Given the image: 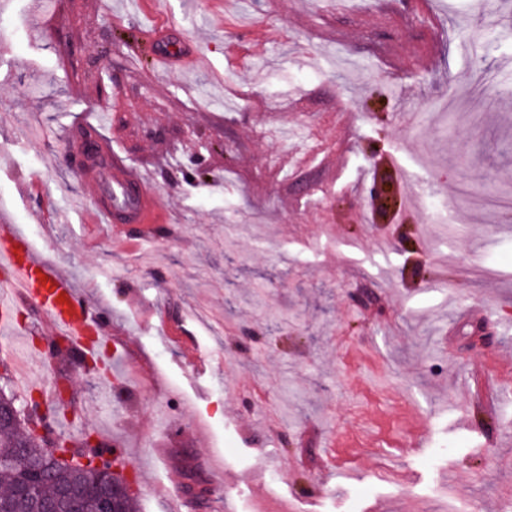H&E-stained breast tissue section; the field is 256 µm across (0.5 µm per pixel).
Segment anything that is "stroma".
Returning a JSON list of instances; mask_svg holds the SVG:
<instances>
[{"label": "stroma", "instance_id": "stroma-1", "mask_svg": "<svg viewBox=\"0 0 512 512\" xmlns=\"http://www.w3.org/2000/svg\"><path fill=\"white\" fill-rule=\"evenodd\" d=\"M89 110L168 216L133 248L91 223ZM0 190L126 348L30 364L140 512L173 477L210 492L188 512L512 498V0H0ZM165 29H155L150 31H145V36L149 39V41L155 42L158 50L156 54L157 60H165L171 63H179L187 60H191L195 58L194 54H182L177 52L172 46V42L167 39V36L164 34Z\"/></svg>", "mask_w": 512, "mask_h": 512}]
</instances>
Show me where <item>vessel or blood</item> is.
I'll list each match as a JSON object with an SVG mask.
<instances>
[{
	"label": "vessel or blood",
	"instance_id": "b4317fda",
	"mask_svg": "<svg viewBox=\"0 0 512 512\" xmlns=\"http://www.w3.org/2000/svg\"><path fill=\"white\" fill-rule=\"evenodd\" d=\"M155 42L156 57L171 63L185 61L163 31L146 33ZM85 176L97 187L95 210L103 223L124 229L128 224H160L164 217L149 178L126 162L111 136L96 133L76 145ZM36 310L49 320L55 335L66 336L84 356L95 350L90 338L108 329L104 311L80 295L69 276L41 257L28 240L9 224L0 225V334L13 335L17 313Z\"/></svg>",
	"mask_w": 512,
	"mask_h": 512
}]
</instances>
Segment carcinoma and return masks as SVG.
I'll list each match as a JSON object with an SVG mask.
<instances>
[{"mask_svg":"<svg viewBox=\"0 0 512 512\" xmlns=\"http://www.w3.org/2000/svg\"><path fill=\"white\" fill-rule=\"evenodd\" d=\"M84 430L79 435L63 434L68 449L87 454V437ZM42 472V479L34 489L35 498L20 497L16 485L31 470ZM99 474L93 467L79 472L57 469L44 451L43 441L35 436L26 423L0 424V512H33L34 499H50L57 484L67 481L92 486ZM121 512H138V496L133 491L117 490Z\"/></svg>","mask_w":512,"mask_h":512,"instance_id":"1","label":"carcinoma"}]
</instances>
